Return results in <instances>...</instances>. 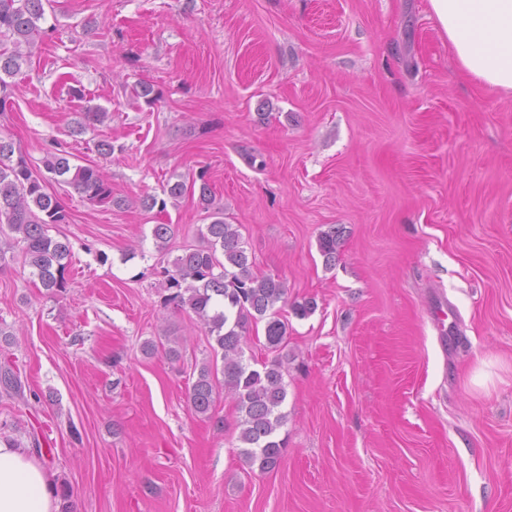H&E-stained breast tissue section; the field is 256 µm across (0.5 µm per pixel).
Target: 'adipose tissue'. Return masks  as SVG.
I'll return each mask as SVG.
<instances>
[{"instance_id":"ef3b65f1","label":"adipose tissue","mask_w":512,"mask_h":512,"mask_svg":"<svg viewBox=\"0 0 512 512\" xmlns=\"http://www.w3.org/2000/svg\"><path fill=\"white\" fill-rule=\"evenodd\" d=\"M459 68L512 96V0H428ZM52 474L27 448L0 439V512H57Z\"/></svg>"}]
</instances>
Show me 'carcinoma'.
Returning <instances> with one entry per match:
<instances>
[{"label":"carcinoma","mask_w":512,"mask_h":512,"mask_svg":"<svg viewBox=\"0 0 512 512\" xmlns=\"http://www.w3.org/2000/svg\"><path fill=\"white\" fill-rule=\"evenodd\" d=\"M50 0H0V105L9 97L8 79L20 72L27 55L23 48L53 31L45 29L44 4ZM108 112L88 107L77 133L87 125L102 123ZM44 172L35 171L23 154H15L14 144L0 137V262L6 253L20 247L25 264L37 276L50 295L67 290L66 269L71 256L67 240L48 234V225L65 224L69 214L63 203L46 192L54 180L73 186L92 204L121 206L123 200L112 197V185L95 166L75 165L63 151L46 153ZM200 181L198 205L211 212L212 221L200 231L202 244L187 248L176 256L171 266L161 268L160 286L164 306L192 312L215 341L222 355V367L204 364L189 389V407L193 415L212 422L214 430L224 432V418L215 415V402L223 394L234 402L237 413L240 456L249 468L266 472L276 468L284 455L286 440L278 438L287 420L282 411L287 390L284 360L244 358L243 339L247 325L265 321L263 347L280 352L287 346L288 323L280 318L278 303H287L283 281L253 272L254 261L240 240L237 227L224 223V211L212 209V194L206 172ZM188 191L177 180L163 188V197L146 195L140 199L146 210L164 211L166 199L174 201ZM339 235L332 226L319 238V248L326 264L336 261Z\"/></svg>","instance_id":"cac0c4a2"}]
</instances>
